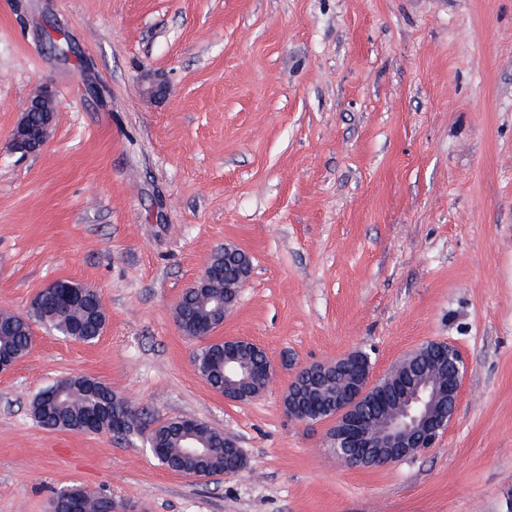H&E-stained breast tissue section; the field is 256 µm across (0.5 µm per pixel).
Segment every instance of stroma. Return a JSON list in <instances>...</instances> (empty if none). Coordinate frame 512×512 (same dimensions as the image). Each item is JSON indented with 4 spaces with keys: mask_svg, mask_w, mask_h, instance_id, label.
Here are the masks:
<instances>
[{
    "mask_svg": "<svg viewBox=\"0 0 512 512\" xmlns=\"http://www.w3.org/2000/svg\"><path fill=\"white\" fill-rule=\"evenodd\" d=\"M43 85L49 141L15 153ZM227 244L252 273L214 336L276 367L240 403L175 320ZM56 280L95 288L107 326L86 344L32 321L0 373V512L72 485L120 512H512V0H0V310ZM430 340L467 376L425 453L350 466L283 409L309 363L360 350L378 380ZM73 376L132 402L141 431L40 426L32 400ZM184 417L247 467L162 465L147 431Z\"/></svg>",
    "mask_w": 512,
    "mask_h": 512,
    "instance_id": "stroma-1",
    "label": "stroma"
}]
</instances>
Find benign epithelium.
Segmentation results:
<instances>
[{
    "mask_svg": "<svg viewBox=\"0 0 512 512\" xmlns=\"http://www.w3.org/2000/svg\"><path fill=\"white\" fill-rule=\"evenodd\" d=\"M144 91L149 96L165 89L162 76L152 70L140 75ZM23 112L43 113L44 125L41 136L33 140L26 134L24 126H15L11 133V146L18 153H32L40 150L48 141L58 112V104L51 90H38L26 103ZM438 350L454 355L455 370L448 376V399L440 401L438 385L423 374L414 384L399 381L402 368L415 357L410 354L402 359L393 373L377 383H371L370 358L360 352H352L330 362H318L301 369L289 383L282 397L288 416L306 424L318 420L308 418L303 407L311 396L319 393L321 387L336 383V413L334 423L327 433L336 457L351 466H375L401 461L435 447L441 431L453 417L460 387L464 377V364L460 354L451 345L432 342ZM397 383L393 398L382 416L375 422L361 412L362 401L377 388ZM227 400L246 401L253 396L246 394L239 375L233 369L224 374V391ZM194 420L186 419L182 431L187 451L196 456L206 454V449L194 441ZM49 512H83L76 499L54 498Z\"/></svg>",
    "mask_w": 512,
    "mask_h": 512,
    "instance_id": "benign-epithelium-1",
    "label": "benign epithelium"
}]
</instances>
